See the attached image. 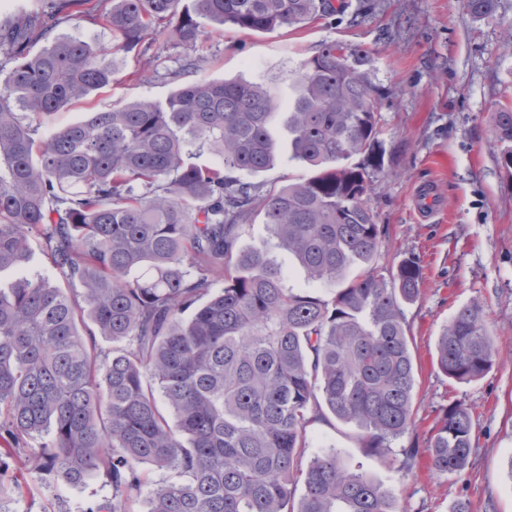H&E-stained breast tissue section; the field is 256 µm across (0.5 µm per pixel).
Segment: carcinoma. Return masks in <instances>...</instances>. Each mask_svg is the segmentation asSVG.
Here are the masks:
<instances>
[{
  "instance_id": "1",
  "label": "carcinoma",
  "mask_w": 512,
  "mask_h": 512,
  "mask_svg": "<svg viewBox=\"0 0 512 512\" xmlns=\"http://www.w3.org/2000/svg\"><path fill=\"white\" fill-rule=\"evenodd\" d=\"M71 0H26L0 15V270H24L37 241L70 294L22 273L0 288V439L46 482L81 485L103 471L112 500L89 512H404L381 483L328 452L304 461L306 427L328 409L383 456L415 429L416 377L404 305L420 295L418 262L391 279L370 262L384 234L367 205L383 170L380 112L360 52L324 43L292 74L289 160L314 172L275 193L241 175L273 168L282 103L266 81L198 79L190 54L209 24L253 32L336 13L334 0H100L95 22L112 51L143 48L154 23L177 19L187 50L166 102L140 99L89 113L44 139L65 105L108 86L124 60L58 37ZM498 0H466L483 18ZM47 46L36 54L29 46ZM512 171V107L495 114ZM214 154L213 167L190 162ZM260 215L276 245L328 297L289 288L260 249H239ZM137 271L132 277L130 273ZM224 283L216 290L214 285ZM116 346L97 348L94 335ZM498 359L480 301L439 338L436 365L471 382ZM171 411L167 417L159 402ZM476 419L442 409L426 448L402 449L407 473L472 466Z\"/></svg>"
}]
</instances>
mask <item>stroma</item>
I'll return each mask as SVG.
<instances>
[{
	"mask_svg": "<svg viewBox=\"0 0 512 512\" xmlns=\"http://www.w3.org/2000/svg\"><path fill=\"white\" fill-rule=\"evenodd\" d=\"M346 11L302 28L267 33L209 29L196 50L200 78L272 79L280 98L291 89L284 76L320 44L360 49L379 94L384 170L374 176L368 206L386 229L373 261L390 277L407 258L419 262L421 296L405 305L416 369V428L393 440L386 457L365 453L362 435L331 413L306 428L307 456L337 449L345 459L394 493L405 512H450L457 499L471 512H512V175L500 165L495 112L512 106V0L496 13L471 17L464 0H346ZM97 0H72V18L62 35L111 46L112 34L93 23ZM145 59L126 55L125 71L111 87L91 92L57 112L52 127L87 113L149 98L166 101L175 82L147 73ZM240 245L262 248L276 259L291 288L323 295L328 284L308 280L294 257L280 250L262 219L245 224ZM485 306L490 335L504 359L481 379L456 384L432 358L437 339L457 311L472 299ZM458 400L478 417L479 453L462 476H436L401 468L403 448L424 446L442 406ZM28 439L7 455L0 482L19 479L23 492L0 499V512H87L111 498L112 484L98 474L86 484L45 485L20 460L39 451Z\"/></svg>",
	"mask_w": 512,
	"mask_h": 512,
	"instance_id": "obj_1",
	"label": "stroma"
}]
</instances>
